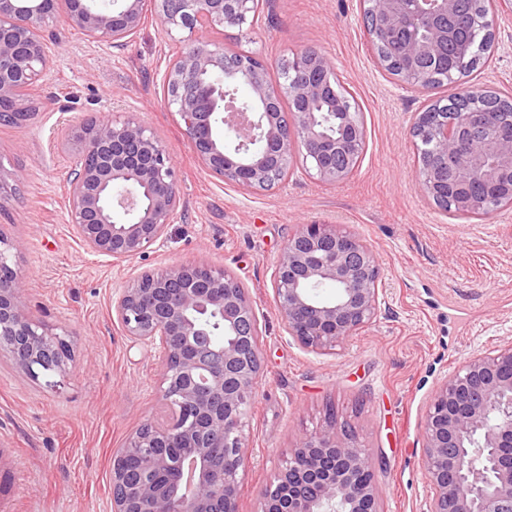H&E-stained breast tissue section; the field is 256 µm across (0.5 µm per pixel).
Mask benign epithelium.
I'll return each mask as SVG.
<instances>
[{
    "label": "benign epithelium",
    "instance_id": "7a95c632",
    "mask_svg": "<svg viewBox=\"0 0 512 512\" xmlns=\"http://www.w3.org/2000/svg\"><path fill=\"white\" fill-rule=\"evenodd\" d=\"M37 0H0V125L27 120L26 87L50 69L37 32L54 17ZM68 20L86 33L121 45L147 21L148 4L166 31L191 38L169 61L167 106L210 173L247 190L269 188L273 171H290L300 155L324 183L356 169L365 146L353 104L336 95L327 76L333 62L315 49L287 62L285 84L268 79L251 55L233 62L205 33L254 25L255 0H64ZM456 0H374L365 26L373 46L396 41L407 59L404 85H434L430 60L457 22ZM27 13L16 20L20 10ZM222 72L216 86L205 76ZM244 83L248 102L217 112L230 85ZM295 108L283 115V98ZM332 98L329 111L315 107ZM432 156L459 186L454 214L488 219L498 212L491 191L512 179V118L459 112L453 125L431 126ZM75 146L69 171V215L87 252L130 262L160 246L177 218L179 185L164 143L133 116L68 127ZM428 198L436 168L418 170ZM16 243L0 232V349L30 378L61 376L71 343L25 309V279L16 269ZM336 288L324 302L316 289ZM274 299L280 319L312 352L335 349L372 324L381 310L376 254L342 224H298L277 256ZM125 335L159 349L160 397L167 422L147 420L113 455L112 512H237L239 470L248 458V409L263 369L252 301L221 268L197 263L144 271L121 286L113 304ZM423 454L431 489L429 512H512V340L463 361L432 392L422 420ZM141 456L127 468V449ZM262 512H382L375 466L356 437L330 425L304 438L261 492Z\"/></svg>",
    "mask_w": 512,
    "mask_h": 512
}]
</instances>
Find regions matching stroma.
<instances>
[{
  "label": "stroma",
  "instance_id": "stroma-1",
  "mask_svg": "<svg viewBox=\"0 0 512 512\" xmlns=\"http://www.w3.org/2000/svg\"><path fill=\"white\" fill-rule=\"evenodd\" d=\"M363 0H264L253 26L210 40L253 53L280 81L283 59L307 47L331 58L358 103L366 147L358 169L329 185L295 158L292 176L246 190L207 172L164 101L162 75L188 37L149 19L126 44L96 39L57 16L42 30L51 72L23 126L0 125V232L18 245L25 308L67 334L73 357L58 386L24 375L0 351V491L12 512H111L112 455L144 420L164 421L161 371L132 343L113 301L130 274L175 263L221 268L251 297L263 373L246 419L250 458L238 512L305 434L329 422L352 430L376 468L383 512H427L421 422L432 390L472 355L512 338V208L490 219L453 216L422 191L413 115L455 86L424 92L382 69L361 23ZM470 84L512 93V12H499L492 51ZM135 114L176 163L180 219L162 247L122 266L88 253L70 222L66 175L74 122ZM24 169L17 183L12 174ZM344 224L376 252L381 314L336 350L316 354L283 327L274 262L296 225Z\"/></svg>",
  "mask_w": 512,
  "mask_h": 512
}]
</instances>
